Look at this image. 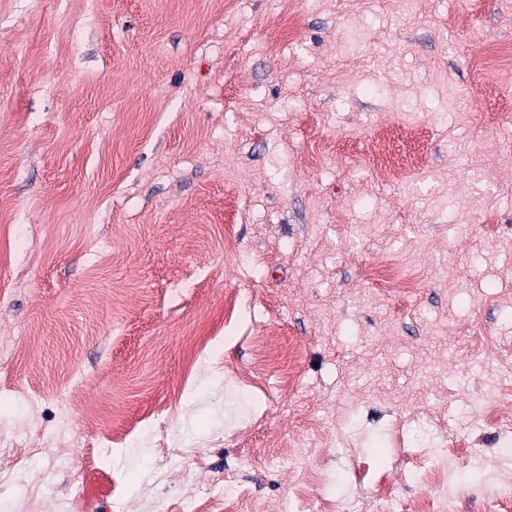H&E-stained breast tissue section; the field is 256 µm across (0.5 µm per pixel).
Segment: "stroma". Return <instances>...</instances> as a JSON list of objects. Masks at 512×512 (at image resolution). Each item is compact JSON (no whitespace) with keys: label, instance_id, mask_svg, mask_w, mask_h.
I'll return each mask as SVG.
<instances>
[{"label":"stroma","instance_id":"1","mask_svg":"<svg viewBox=\"0 0 512 512\" xmlns=\"http://www.w3.org/2000/svg\"><path fill=\"white\" fill-rule=\"evenodd\" d=\"M283 6L0 0V512H512V0ZM0 448V455L13 456L14 465L11 469L0 471V482L14 479L18 477L23 471L26 463L39 454L42 444L39 441L32 442L28 448H25L23 453L15 454L11 445H3ZM224 497H229L226 492L215 493L211 488L204 489L197 498L185 506L184 512H222Z\"/></svg>","mask_w":512,"mask_h":512}]
</instances>
